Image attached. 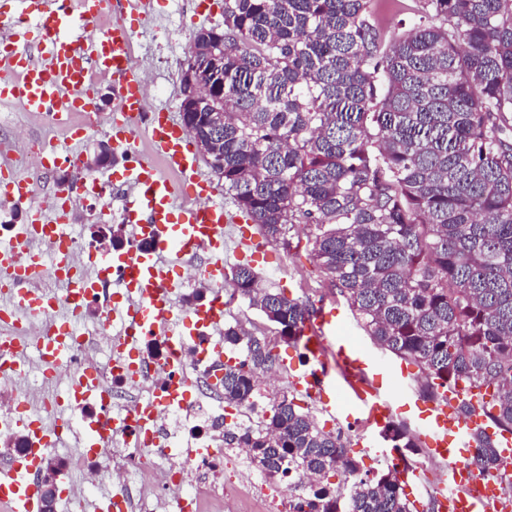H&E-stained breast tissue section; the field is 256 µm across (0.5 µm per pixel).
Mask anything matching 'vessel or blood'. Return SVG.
Returning a JSON list of instances; mask_svg holds the SVG:
<instances>
[{
    "label": "vessel or blood",
    "mask_w": 512,
    "mask_h": 512,
    "mask_svg": "<svg viewBox=\"0 0 512 512\" xmlns=\"http://www.w3.org/2000/svg\"><path fill=\"white\" fill-rule=\"evenodd\" d=\"M149 0H0V100L19 102L23 109L38 114L65 116L87 111L93 92L83 85L87 69L111 75L113 113L109 123L112 155L124 159L115 184L130 189L125 219L134 234L152 244L148 251H128L110 259L106 267L121 271V287L131 299L121 313L125 346H132L139 331L148 329L159 336L173 333L171 299L179 283L176 267L187 264L202 248H209L205 273L213 282L224 281V229L235 225L243 245L238 259L253 239L241 217L235 216L204 174L184 126L169 112L148 111L142 81L129 62L134 30L128 17L145 16ZM112 25L104 37L84 40L81 29L103 16ZM37 24L40 38L30 46L25 36L30 24ZM147 138L152 158H145L137 146ZM8 181L0 191L21 199L32 197L33 182L11 165L0 161ZM193 200L179 202L181 192ZM64 226L50 222L45 211H32L27 224L16 234L0 241V278L10 291L0 294V314L30 316L56 295L36 288V281L67 259L51 248ZM197 323L218 325L224 321V292L215 290L208 308L196 313ZM339 319L324 313L306 323L303 345L319 369L301 374L300 384L323 393H334L354 403L369 423L383 425L393 408L407 414L419 432L428 456L439 463L435 501L439 512H496L499 506L494 483L476 481L464 461L474 454L472 433L485 432L501 450L504 464L512 463V433L488 425L482 413L483 400L477 390L451 387L436 401L420 399L409 384L407 365L381 364L370 358L352 337L342 335ZM74 324L57 328L44 325L35 334H21L10 341L14 354L27 356L37 350L61 360L64 334ZM468 400L472 411L461 414L460 400ZM36 461H15L0 470V505L9 512H42V496L30 478Z\"/></svg>",
    "instance_id": "1"
}]
</instances>
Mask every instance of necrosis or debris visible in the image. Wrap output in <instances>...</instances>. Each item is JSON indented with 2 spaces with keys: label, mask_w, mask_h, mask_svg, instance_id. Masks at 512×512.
<instances>
[{
  "label": "necrosis or debris",
  "mask_w": 512,
  "mask_h": 512,
  "mask_svg": "<svg viewBox=\"0 0 512 512\" xmlns=\"http://www.w3.org/2000/svg\"><path fill=\"white\" fill-rule=\"evenodd\" d=\"M112 296V279L105 274L96 290L78 298L80 314L98 320V336L92 343L84 337L70 340L61 362L20 368L0 350V439L6 440L10 459L35 451L37 470L52 462L58 465L54 501L68 512H85L87 507L67 479L75 469L85 484L111 486V493L98 500L100 512H165L174 499L181 502L180 512H198L197 499L182 491L193 474L211 473L208 487L216 495L224 493L219 480L225 462L223 393L213 381L221 369L212 359L216 339L202 325L176 347L163 336L139 337L138 361L148 372L131 376L113 351ZM88 370L96 372L100 392L75 399L72 382ZM46 388L53 396L44 405L57 422L59 436L43 445L19 412ZM112 419L118 431L111 446L74 457L65 454L68 441L79 438L81 431H93ZM148 479L162 485V493L134 497L131 481Z\"/></svg>",
  "instance_id": "obj_1"
}]
</instances>
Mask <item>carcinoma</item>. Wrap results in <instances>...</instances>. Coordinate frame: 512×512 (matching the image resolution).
Instances as JSON below:
<instances>
[{"label":"carcinoma","instance_id":"obj_1","mask_svg":"<svg viewBox=\"0 0 512 512\" xmlns=\"http://www.w3.org/2000/svg\"><path fill=\"white\" fill-rule=\"evenodd\" d=\"M418 26L384 43L370 0H224V29L193 42L224 58V170L236 214L287 250L302 225L329 286L383 350L419 368L425 398L482 389L512 432V0H420ZM234 293L300 346L311 305L261 288L244 261ZM238 321L224 326V403L255 407L276 367ZM391 448L417 451L401 423ZM470 463L512 486L483 434ZM267 478L302 476L292 512H414L387 470L360 474L349 442L278 391L257 421L224 428ZM340 475L337 484L329 478Z\"/></svg>","mask_w":512,"mask_h":512}]
</instances>
